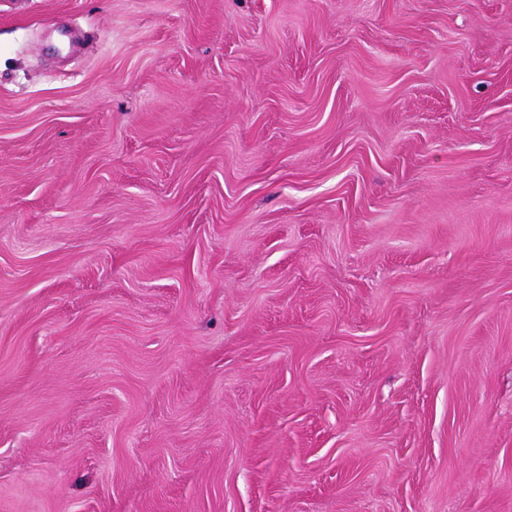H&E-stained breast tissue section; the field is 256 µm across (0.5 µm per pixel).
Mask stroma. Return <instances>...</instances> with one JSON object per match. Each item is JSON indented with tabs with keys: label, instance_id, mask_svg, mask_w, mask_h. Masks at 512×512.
I'll list each match as a JSON object with an SVG mask.
<instances>
[{
	"label": "stroma",
	"instance_id": "obj_1",
	"mask_svg": "<svg viewBox=\"0 0 512 512\" xmlns=\"http://www.w3.org/2000/svg\"><path fill=\"white\" fill-rule=\"evenodd\" d=\"M0 512H512V0H0Z\"/></svg>",
	"mask_w": 512,
	"mask_h": 512
}]
</instances>
